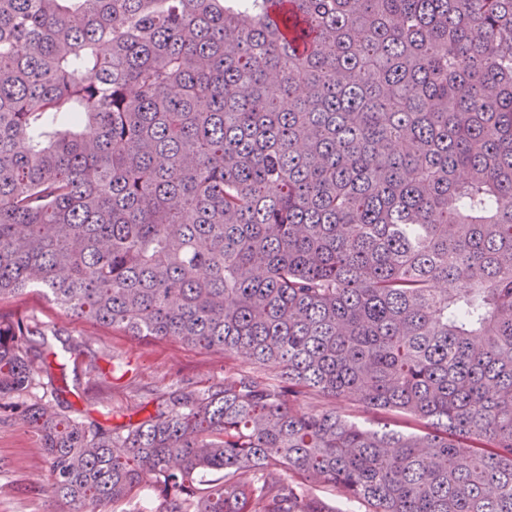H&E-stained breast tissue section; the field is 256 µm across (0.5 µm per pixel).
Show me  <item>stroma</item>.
<instances>
[{
    "instance_id": "stroma-1",
    "label": "stroma",
    "mask_w": 512,
    "mask_h": 512,
    "mask_svg": "<svg viewBox=\"0 0 512 512\" xmlns=\"http://www.w3.org/2000/svg\"><path fill=\"white\" fill-rule=\"evenodd\" d=\"M0 315L37 322L80 344V351L68 356L64 365L66 381L78 386V395L50 398L46 404L58 412L75 406L111 427L154 412L157 397L176 386L209 387L241 368L262 378L273 374L271 368L217 350L172 339H139L76 319L36 288L0 302ZM47 480L46 460L33 429L1 418L0 512H69L68 506L45 494Z\"/></svg>"
}]
</instances>
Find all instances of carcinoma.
<instances>
[{
  "label": "carcinoma",
  "instance_id": "cac0c4a2",
  "mask_svg": "<svg viewBox=\"0 0 512 512\" xmlns=\"http://www.w3.org/2000/svg\"><path fill=\"white\" fill-rule=\"evenodd\" d=\"M272 2L0 0V302L277 371L110 428L0 318V413L76 512H512V0ZM104 511L100 512H158L160 510V501L154 491H142L132 500L123 501L114 505H109Z\"/></svg>",
  "mask_w": 512,
  "mask_h": 512
}]
</instances>
